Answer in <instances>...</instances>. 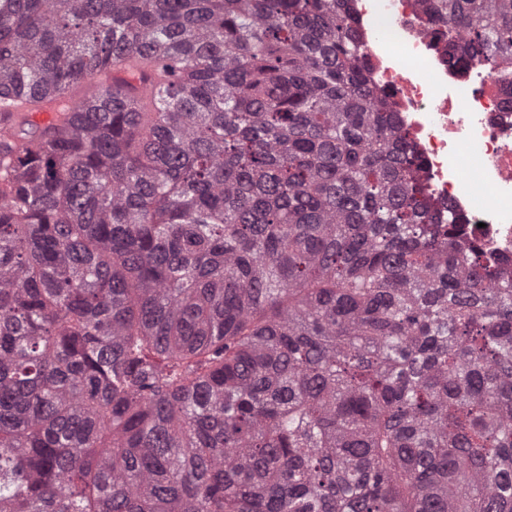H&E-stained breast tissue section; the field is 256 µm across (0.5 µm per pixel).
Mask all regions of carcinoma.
I'll use <instances>...</instances> for the list:
<instances>
[{
    "label": "carcinoma",
    "mask_w": 512,
    "mask_h": 512,
    "mask_svg": "<svg viewBox=\"0 0 512 512\" xmlns=\"http://www.w3.org/2000/svg\"><path fill=\"white\" fill-rule=\"evenodd\" d=\"M419 2L512 63V0ZM5 106L0 512H512V269L348 0H0Z\"/></svg>",
    "instance_id": "carcinoma-1"
}]
</instances>
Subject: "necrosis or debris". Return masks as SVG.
Masks as SVG:
<instances>
[{"label":"necrosis or debris","instance_id":"4bbe7bcc","mask_svg":"<svg viewBox=\"0 0 512 512\" xmlns=\"http://www.w3.org/2000/svg\"><path fill=\"white\" fill-rule=\"evenodd\" d=\"M372 83L394 109L423 159L432 198L465 220L467 235L512 258V73L472 64L449 67L427 30L418 0H352ZM475 165L477 184L465 181Z\"/></svg>","mask_w":512,"mask_h":512}]
</instances>
